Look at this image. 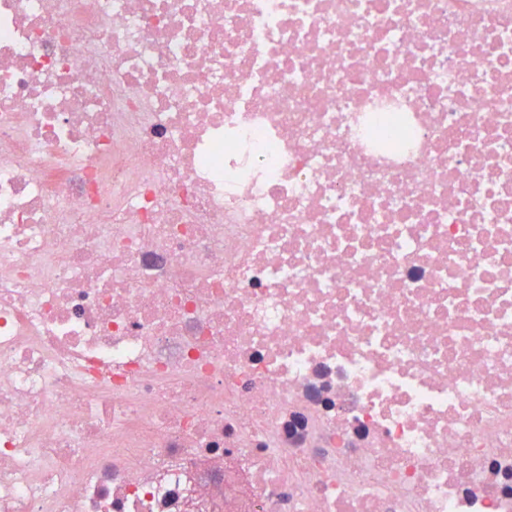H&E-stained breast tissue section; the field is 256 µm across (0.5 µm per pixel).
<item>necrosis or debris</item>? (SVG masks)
Returning <instances> with one entry per match:
<instances>
[{
	"label": "necrosis or debris",
	"mask_w": 512,
	"mask_h": 512,
	"mask_svg": "<svg viewBox=\"0 0 512 512\" xmlns=\"http://www.w3.org/2000/svg\"><path fill=\"white\" fill-rule=\"evenodd\" d=\"M0 512H512V0H0Z\"/></svg>",
	"instance_id": "4bbe7bcc"
}]
</instances>
